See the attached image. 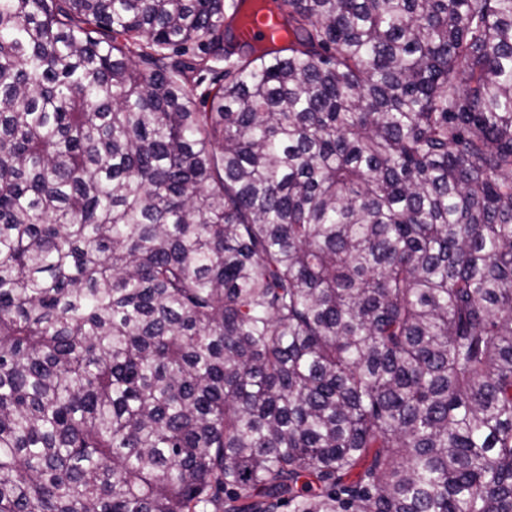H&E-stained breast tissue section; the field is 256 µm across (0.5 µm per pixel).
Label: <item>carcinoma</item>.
I'll return each instance as SVG.
<instances>
[{"label": "carcinoma", "instance_id": "cac0c4a2", "mask_svg": "<svg viewBox=\"0 0 512 512\" xmlns=\"http://www.w3.org/2000/svg\"><path fill=\"white\" fill-rule=\"evenodd\" d=\"M244 3L0 0V512H512V0ZM276 15H260L255 22L236 31V35L242 41L262 40L266 37L272 39L274 35L276 36L277 31ZM270 17H272V22H270Z\"/></svg>", "mask_w": 512, "mask_h": 512}]
</instances>
